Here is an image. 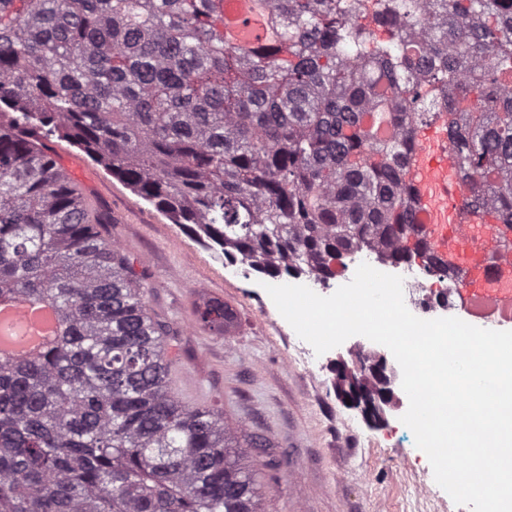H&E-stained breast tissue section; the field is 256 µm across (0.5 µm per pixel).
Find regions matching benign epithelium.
I'll list each match as a JSON object with an SVG mask.
<instances>
[{
    "label": "benign epithelium",
    "mask_w": 512,
    "mask_h": 512,
    "mask_svg": "<svg viewBox=\"0 0 512 512\" xmlns=\"http://www.w3.org/2000/svg\"><path fill=\"white\" fill-rule=\"evenodd\" d=\"M333 386L341 402L351 406L373 423L385 421V408L398 401L395 391L397 370L384 352L374 351L349 367L342 360L333 365Z\"/></svg>",
    "instance_id": "1"
}]
</instances>
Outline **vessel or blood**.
Listing matches in <instances>:
<instances>
[{
    "label": "vessel or blood",
    "mask_w": 512,
    "mask_h": 512,
    "mask_svg": "<svg viewBox=\"0 0 512 512\" xmlns=\"http://www.w3.org/2000/svg\"><path fill=\"white\" fill-rule=\"evenodd\" d=\"M417 221L430 249L462 273L460 310L468 322L498 329L512 322V252L498 248L501 227L465 215L469 192L458 176L447 130L431 132L408 167Z\"/></svg>",
    "instance_id": "b4317fda"
}]
</instances>
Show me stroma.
Listing matches in <instances>:
<instances>
[{
  "mask_svg": "<svg viewBox=\"0 0 512 512\" xmlns=\"http://www.w3.org/2000/svg\"><path fill=\"white\" fill-rule=\"evenodd\" d=\"M45 144L87 208L110 216L103 236L151 274L152 308L181 332L177 395L265 439L253 454L264 465L266 512H471L436 484L401 410L370 425L337 399L328 367L294 363L298 336L256 289L260 273L221 258L77 145L55 136ZM211 299L231 314L220 334L194 320L195 306Z\"/></svg>",
  "mask_w": 512,
  "mask_h": 512,
  "instance_id": "stroma-1",
  "label": "stroma"
}]
</instances>
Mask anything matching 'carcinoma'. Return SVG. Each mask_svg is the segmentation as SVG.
Returning a JSON list of instances; mask_svg holds the SVG:
<instances>
[{
    "label": "carcinoma",
    "mask_w": 512,
    "mask_h": 512,
    "mask_svg": "<svg viewBox=\"0 0 512 512\" xmlns=\"http://www.w3.org/2000/svg\"><path fill=\"white\" fill-rule=\"evenodd\" d=\"M224 2L0 0V301L60 330L0 357V512H265L256 441L173 392L178 328L41 134L255 272L325 279L365 249L440 280L408 164L444 114L466 207L512 250V0H384L386 44L359 0H251L265 32L236 44Z\"/></svg>",
    "instance_id": "obj_1"
}]
</instances>
